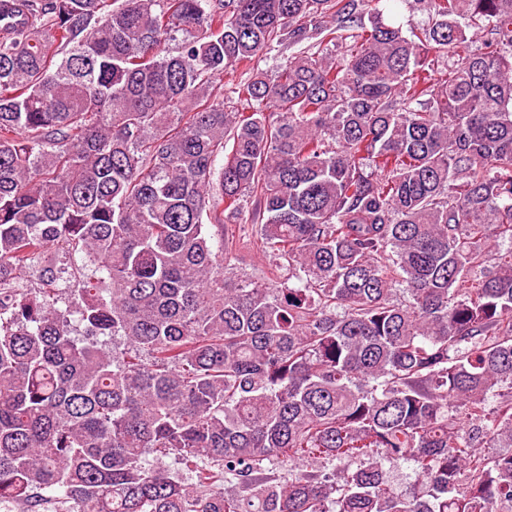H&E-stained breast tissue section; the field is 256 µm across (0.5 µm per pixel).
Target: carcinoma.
I'll list each match as a JSON object with an SVG mask.
<instances>
[{
  "label": "carcinoma",
  "instance_id": "1",
  "mask_svg": "<svg viewBox=\"0 0 512 512\" xmlns=\"http://www.w3.org/2000/svg\"><path fill=\"white\" fill-rule=\"evenodd\" d=\"M400 2L15 0L0 505L512 512V0ZM388 8L395 11L399 20L403 23V30L407 35H411V31L419 34L420 29L427 21V14L421 10H410L406 8L402 2H383ZM252 241L253 238L251 237ZM231 263L251 272L252 268H262L269 263L268 256L262 251L260 244L253 241L249 249L236 250L232 253Z\"/></svg>",
  "mask_w": 512,
  "mask_h": 512
}]
</instances>
